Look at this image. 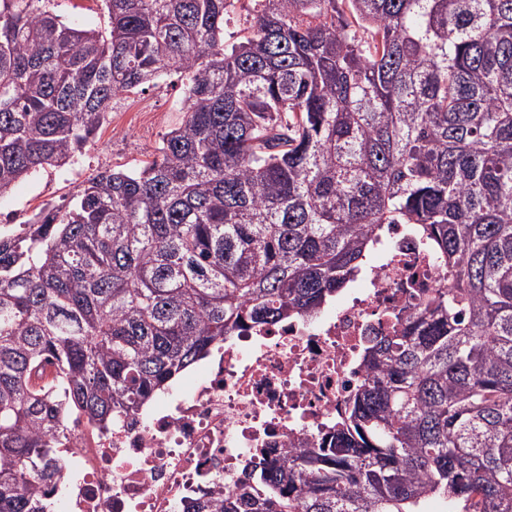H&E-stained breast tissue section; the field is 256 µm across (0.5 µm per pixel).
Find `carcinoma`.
Listing matches in <instances>:
<instances>
[{"mask_svg":"<svg viewBox=\"0 0 512 512\" xmlns=\"http://www.w3.org/2000/svg\"><path fill=\"white\" fill-rule=\"evenodd\" d=\"M103 2L85 30L0 0V195L163 74L184 116L0 229V512H50L71 415L108 427L225 336L318 312L391 224L447 286L368 347L336 432L183 512H512V0Z\"/></svg>","mask_w":512,"mask_h":512,"instance_id":"carcinoma-1","label":"carcinoma"}]
</instances>
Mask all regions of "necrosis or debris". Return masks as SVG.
<instances>
[{"label": "necrosis or debris", "mask_w": 512, "mask_h": 512, "mask_svg": "<svg viewBox=\"0 0 512 512\" xmlns=\"http://www.w3.org/2000/svg\"><path fill=\"white\" fill-rule=\"evenodd\" d=\"M447 273L409 227L386 230L375 258L316 314L225 337L178 388L109 428L56 439L77 477L64 512H182L234 488L260 449L309 448L333 432L368 377L369 339L390 335Z\"/></svg>", "instance_id": "1"}]
</instances>
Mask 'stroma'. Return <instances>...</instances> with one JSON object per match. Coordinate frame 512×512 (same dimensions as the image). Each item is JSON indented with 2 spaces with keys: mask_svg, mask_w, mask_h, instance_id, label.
I'll return each instance as SVG.
<instances>
[{
  "mask_svg": "<svg viewBox=\"0 0 512 512\" xmlns=\"http://www.w3.org/2000/svg\"><path fill=\"white\" fill-rule=\"evenodd\" d=\"M52 8L68 25L100 28L107 21L102 0H53ZM182 80L161 76L142 92L124 95L103 130L87 143L69 168L50 169L15 183L0 195V213L11 223L21 224L28 213L51 199L68 202L78 185L89 175L104 169H134L153 160L162 135L180 124Z\"/></svg>",
  "mask_w": 512,
  "mask_h": 512,
  "instance_id": "1",
  "label": "stroma"
}]
</instances>
